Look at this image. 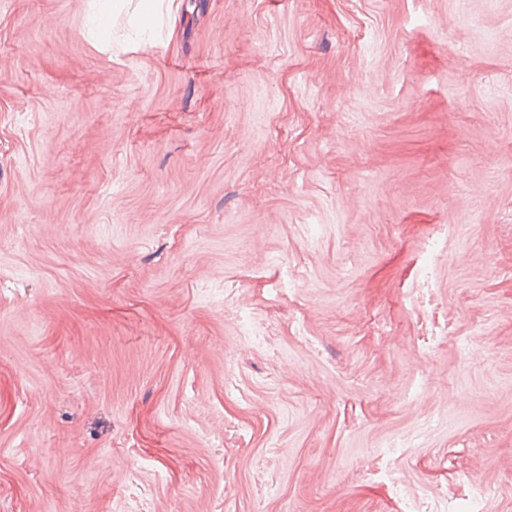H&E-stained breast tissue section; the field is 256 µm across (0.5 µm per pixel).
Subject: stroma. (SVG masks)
<instances>
[{"mask_svg":"<svg viewBox=\"0 0 512 512\" xmlns=\"http://www.w3.org/2000/svg\"><path fill=\"white\" fill-rule=\"evenodd\" d=\"M89 4L0 0V512H512V0ZM91 16L97 23L94 29L98 34L108 35L111 31L109 24L112 21V0H92Z\"/></svg>","mask_w":512,"mask_h":512,"instance_id":"35a3bbf8","label":"stroma"}]
</instances>
